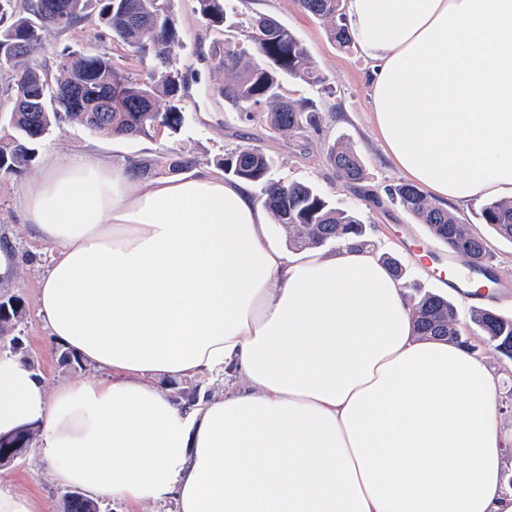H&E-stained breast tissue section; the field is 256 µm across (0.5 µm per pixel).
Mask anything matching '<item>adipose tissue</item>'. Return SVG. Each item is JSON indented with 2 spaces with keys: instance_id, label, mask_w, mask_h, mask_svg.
Listing matches in <instances>:
<instances>
[{
  "instance_id": "1",
  "label": "adipose tissue",
  "mask_w": 512,
  "mask_h": 512,
  "mask_svg": "<svg viewBox=\"0 0 512 512\" xmlns=\"http://www.w3.org/2000/svg\"><path fill=\"white\" fill-rule=\"evenodd\" d=\"M392 166L430 198L512 199V0H344ZM25 219L53 247L36 305L94 367L49 388L0 353V435L39 423L64 487L175 512H512L499 379L415 335L378 252H290L247 183L132 184L55 161ZM234 375L176 404L157 384Z\"/></svg>"
}]
</instances>
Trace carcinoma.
I'll use <instances>...</instances> for the list:
<instances>
[{"label": "carcinoma", "mask_w": 512, "mask_h": 512, "mask_svg": "<svg viewBox=\"0 0 512 512\" xmlns=\"http://www.w3.org/2000/svg\"><path fill=\"white\" fill-rule=\"evenodd\" d=\"M196 11L214 28L225 26L234 9L232 0H194ZM90 0H0V72L9 74V106L0 104V176L27 171L37 145L64 122H76L112 137H153L174 131L183 121L180 84L174 72L172 49L179 40L176 20L163 0H95L96 14L88 15ZM300 8L321 20L329 39L339 47L351 45L342 0H298ZM93 19L112 31V37L138 56L150 60L139 78H132L99 54L68 50L57 63L58 76L49 80L33 54L41 45L45 26L69 30ZM244 40L224 47L221 65L228 75L217 92L239 117L263 122L275 132L303 135L319 127V115L308 100L282 92L287 77L309 85L323 83L305 45L276 19L257 15L242 26ZM80 82L82 99L65 102L61 87ZM326 161L345 185L365 178L362 161L343 141L329 145ZM218 165L224 177L260 186V201L274 223L288 233L296 250L333 244L366 246L367 227L354 208H341L314 186L285 182L270 176L274 160L257 148L240 146L224 154ZM193 167L181 155L167 158L164 171L177 175ZM419 223L458 258L479 272H493L485 238L448 210L430 201L418 188L398 184L389 189ZM480 217L492 232L512 241V201L488 200ZM0 328L21 322L25 305L18 299L0 303ZM419 336L462 344L472 351L487 347L512 360V316L474 307L466 321L455 304L442 295L426 293L412 304ZM27 443L15 446L17 435L0 437V463H10L36 443L40 426L24 428ZM63 512H101L99 501L76 489L63 493Z\"/></svg>", "instance_id": "1"}]
</instances>
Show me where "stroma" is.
I'll use <instances>...</instances> for the list:
<instances>
[{"label":"stroma","mask_w":512,"mask_h":512,"mask_svg":"<svg viewBox=\"0 0 512 512\" xmlns=\"http://www.w3.org/2000/svg\"><path fill=\"white\" fill-rule=\"evenodd\" d=\"M233 5L238 20L257 14L272 16L306 46L324 82L315 86L289 79L283 83V92L289 98L309 99L317 105L322 117L319 131L297 137L271 133L258 122L241 123L235 110L216 93L217 86L225 80L217 49L239 42V29L208 28L196 12L193 0H171L179 27L173 56L182 80V128L152 138H112L80 124L66 123L39 143L29 170L0 178V247L10 248L18 258L15 274L0 279V299L17 297L24 302L26 316L14 331L23 336L31 360L50 384L79 379L83 373L60 367L35 305L51 247L26 224L23 191L42 176L43 159L49 154H88L126 170L132 164L147 163L151 166L150 177L159 179L164 175L163 163L173 152L194 160L196 170L200 171L215 169L218 159L237 146L258 147L274 159V178L314 184L341 207L358 210L363 222L371 226V245L402 263L408 300H415L424 292L451 300L456 297L444 275L449 264L447 247L386 194L389 186L402 183L403 178L386 158L370 123L368 63L356 49L345 50L330 41L322 22L303 12L296 0H233ZM69 47L108 55L129 76L143 72L131 51L113 41L111 33L93 21L66 31L47 27L35 59L48 74H55L60 55ZM338 140L349 142L362 160L366 178L360 187L350 188L338 182L325 160L328 146ZM364 189L372 194V201L363 200L360 192ZM481 205V200L475 199L463 205H449L448 210L461 221L476 225L494 255L499 286L492 298L485 300V307L512 316V242L481 224ZM1 486L41 492L51 501L53 512H62L63 488L42 470L36 448H28L22 457L0 466Z\"/></svg>","instance_id":"stroma-1"}]
</instances>
